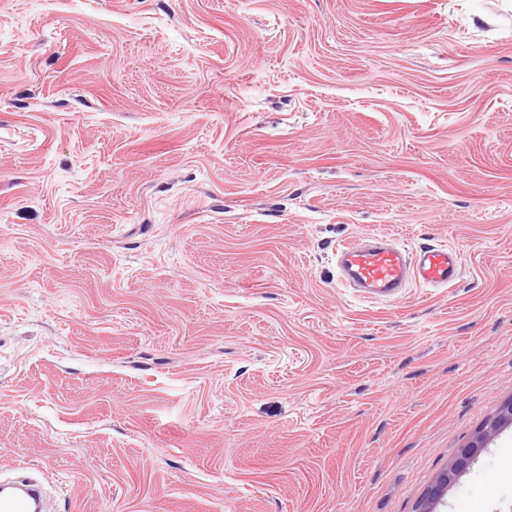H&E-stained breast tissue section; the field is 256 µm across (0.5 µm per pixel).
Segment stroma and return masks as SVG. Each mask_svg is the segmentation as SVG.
<instances>
[{
  "label": "stroma",
  "mask_w": 512,
  "mask_h": 512,
  "mask_svg": "<svg viewBox=\"0 0 512 512\" xmlns=\"http://www.w3.org/2000/svg\"><path fill=\"white\" fill-rule=\"evenodd\" d=\"M459 250L361 296L339 244ZM512 398V0H0V479L53 512H414ZM512 427L442 512H512Z\"/></svg>",
  "instance_id": "stroma-1"
}]
</instances>
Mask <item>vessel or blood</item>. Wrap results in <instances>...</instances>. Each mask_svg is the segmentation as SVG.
Listing matches in <instances>:
<instances>
[{
  "instance_id": "1",
  "label": "vessel or blood",
  "mask_w": 512,
  "mask_h": 512,
  "mask_svg": "<svg viewBox=\"0 0 512 512\" xmlns=\"http://www.w3.org/2000/svg\"><path fill=\"white\" fill-rule=\"evenodd\" d=\"M340 280L368 298L400 295L410 282L445 287L460 275L457 250L426 245L409 256L389 236L379 235L362 243H346L336 249ZM41 499L36 488L0 491V512H39Z\"/></svg>"
}]
</instances>
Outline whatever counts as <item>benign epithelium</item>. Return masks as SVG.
<instances>
[{
	"label": "benign epithelium",
	"instance_id": "7a95c632",
	"mask_svg": "<svg viewBox=\"0 0 512 512\" xmlns=\"http://www.w3.org/2000/svg\"><path fill=\"white\" fill-rule=\"evenodd\" d=\"M505 426H512V398L502 402L494 415L454 457L448 470L439 474L416 504L415 512H438L437 506L458 477L471 465L487 440Z\"/></svg>",
	"mask_w": 512,
	"mask_h": 512
}]
</instances>
